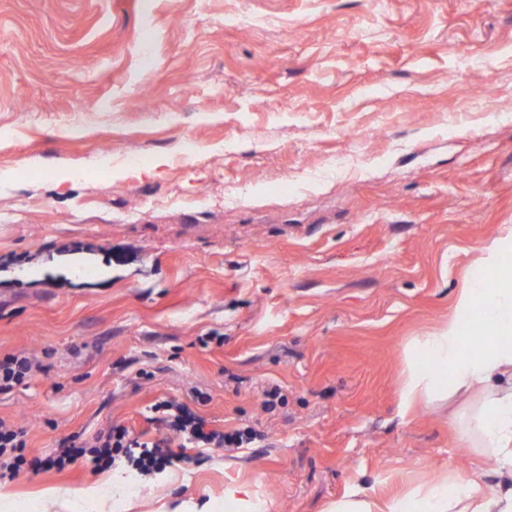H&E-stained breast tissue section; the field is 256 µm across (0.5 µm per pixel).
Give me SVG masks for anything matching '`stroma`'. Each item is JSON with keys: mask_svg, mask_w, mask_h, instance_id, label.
Wrapping results in <instances>:
<instances>
[{"mask_svg": "<svg viewBox=\"0 0 512 512\" xmlns=\"http://www.w3.org/2000/svg\"><path fill=\"white\" fill-rule=\"evenodd\" d=\"M507 102L512 0H0V359L45 365L0 417L27 457L112 424L159 439L153 404L195 387L206 429L258 440L116 464L122 512L236 487L324 512L480 465L452 422L468 396L406 411L399 383L512 226ZM338 152L356 167L311 179ZM99 476L8 487L41 512Z\"/></svg>", "mask_w": 512, "mask_h": 512, "instance_id": "obj_1", "label": "stroma"}]
</instances>
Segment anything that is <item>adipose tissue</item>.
Here are the masks:
<instances>
[{"label": "adipose tissue", "mask_w": 512, "mask_h": 512, "mask_svg": "<svg viewBox=\"0 0 512 512\" xmlns=\"http://www.w3.org/2000/svg\"><path fill=\"white\" fill-rule=\"evenodd\" d=\"M480 266L485 276L460 289L447 325L415 340L400 402L407 409L479 392L459 431L469 447L495 462L500 482L491 490L478 474L451 466L427 484L387 500L351 486L326 512H512V233L489 248ZM476 320L485 325L486 340L475 352L469 344ZM125 493L124 480L115 475L76 493L50 488L43 499L65 508L77 496L106 502Z\"/></svg>", "instance_id": "1"}]
</instances>
